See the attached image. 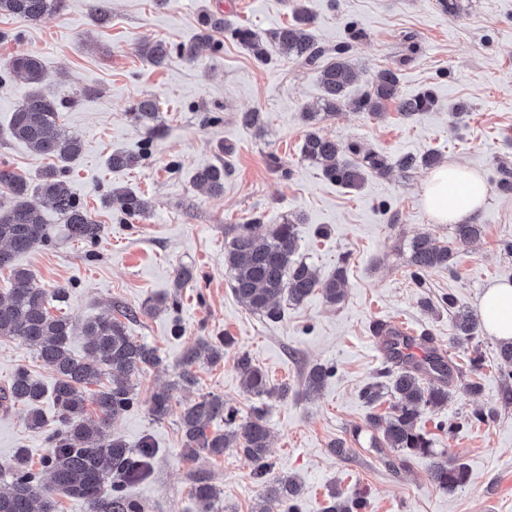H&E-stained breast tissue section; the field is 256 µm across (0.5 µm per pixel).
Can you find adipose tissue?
<instances>
[{
  "label": "adipose tissue",
  "instance_id": "1",
  "mask_svg": "<svg viewBox=\"0 0 512 512\" xmlns=\"http://www.w3.org/2000/svg\"><path fill=\"white\" fill-rule=\"evenodd\" d=\"M488 195L489 186L481 173L451 162L432 173L423 188L421 204L435 223L466 224L474 222ZM479 312L489 335L512 341V283L486 288Z\"/></svg>",
  "mask_w": 512,
  "mask_h": 512
}]
</instances>
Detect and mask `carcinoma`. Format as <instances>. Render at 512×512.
Returning <instances> with one entry per match:
<instances>
[{
	"instance_id": "carcinoma-1",
	"label": "carcinoma",
	"mask_w": 512,
	"mask_h": 512,
	"mask_svg": "<svg viewBox=\"0 0 512 512\" xmlns=\"http://www.w3.org/2000/svg\"><path fill=\"white\" fill-rule=\"evenodd\" d=\"M296 24L273 30L269 39L280 53L303 65L319 70L324 90L321 108L328 115L346 107L369 117L382 115L391 103L397 112L413 117L430 111L436 102L432 92L425 91L413 98L398 96L399 78L396 71L383 69L371 81V87L361 97L348 100L346 89L357 79L354 67L347 58L348 46L339 45L329 51L315 42L304 27L312 22L308 9L301 0H295ZM63 0H0V14L10 15L24 23H35L45 15L62 8ZM110 18V0H93L91 20L102 26ZM212 28H224V33L246 47L264 63L268 60L263 38L246 27H236L227 18L207 21ZM209 40L203 35L195 43L167 44L162 41L144 43L138 52L152 65L161 67L174 55L189 62L197 55L201 44ZM19 81L27 91L16 107L6 134L26 144L39 154L52 157L58 165L47 170L39 183L33 185L7 166H0V270L11 272V288L0 293V339H12L34 350L49 366L55 382L51 398L56 417L49 424L44 419L40 404L46 390L28 371L20 369L9 383L0 387V406L10 407L18 402L27 407L29 428L47 433L49 449L42 467L30 463L26 451L18 449L7 461L0 463V475L9 482L0 485V512H58L54 493L82 502L89 512H143L140 503L130 498L124 487L143 479L155 453L154 444L145 439L141 449L132 452L120 437L109 431L111 421L128 413L137 398L133 378L148 366L161 363L157 350L128 336L125 322L120 317L104 313L82 324L67 315L50 312L52 302L62 303L67 286L45 288L33 274L15 264V258L38 247L51 245L53 225L32 204L31 198L40 197L63 219L68 236L93 243L102 232V225L77 201L64 177L65 170L81 155L79 136L66 130L62 112L74 102L70 96L46 95L41 90L43 66L35 54L0 61V82ZM159 103L153 97L139 100L133 115L151 141L160 132ZM359 156L350 164L346 153ZM303 157L317 164L326 178L340 185L356 188L368 175H385L393 166L409 171L419 167L431 169L438 165V156L428 153L421 159L404 156L391 163L388 157L369 152L360 154L354 143L344 145L310 128L306 131ZM147 154L114 152L108 159L113 169L135 166ZM224 166L213 165L196 176L199 185L212 194L224 191ZM105 203L114 211L128 217L145 212L146 202L140 195L126 188H114L105 196ZM260 227L254 218L245 224H229L224 234L230 237L224 252V265L230 277L233 293L252 310L268 320L278 322L283 317L280 300L299 304L314 293L322 295L332 305L344 298V269L338 268L330 276H323L312 267L295 259L297 238L294 224H276L266 235L257 234ZM480 224L454 225L455 237L472 240L481 236ZM451 252L429 235H420L412 242L410 263L415 284L420 285L425 275L435 268H450ZM481 322L477 316L456 311L451 316L449 342L463 344L478 335ZM79 331L86 337L84 352L73 353L68 337ZM393 375L392 412L386 417L372 415L368 427L374 432L378 445L393 448L407 455H425L432 458L429 470L431 482L443 491L451 492L466 483V466L434 452L430 442L420 432L421 413L429 408L448 403L450 388L456 384L455 364L435 345L433 338L424 337L416 343L407 336H398L381 326H373ZM226 337L212 343L200 340L182 356L180 382L192 387L197 379L193 368L204 360L215 364L224 358ZM244 389L259 400L284 398L288 390L272 384L267 374L244 354L236 360ZM334 369L317 364L305 376L309 392L320 391ZM108 384L87 397V388L103 377ZM430 385L422 387L423 378ZM94 405V413H87V403ZM172 410L170 388L155 391L150 398V413L161 421ZM183 432V450L186 458L194 460L201 455L216 458L227 449L243 454L253 465L257 477L263 478L269 470L268 448L270 430L265 419L264 406H255L247 418L227 406L213 394L199 396L185 405L180 415ZM49 476V484L43 477ZM191 494L205 505L206 512H215L221 502V490L211 483L209 476L193 473ZM111 486L105 493V486ZM299 485L292 479L276 478L265 482L262 501L281 505L283 512H298ZM367 501L362 498H344L334 494L325 512H366Z\"/></svg>"
}]
</instances>
